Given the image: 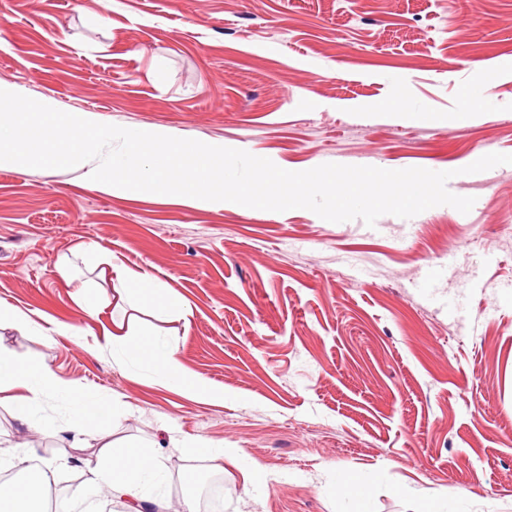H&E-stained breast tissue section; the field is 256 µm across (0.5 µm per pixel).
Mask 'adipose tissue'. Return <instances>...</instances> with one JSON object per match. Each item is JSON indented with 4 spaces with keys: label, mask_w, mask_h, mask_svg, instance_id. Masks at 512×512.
Here are the masks:
<instances>
[{
    "label": "adipose tissue",
    "mask_w": 512,
    "mask_h": 512,
    "mask_svg": "<svg viewBox=\"0 0 512 512\" xmlns=\"http://www.w3.org/2000/svg\"><path fill=\"white\" fill-rule=\"evenodd\" d=\"M119 279L120 293L130 305H148L160 314L180 308L167 288L149 275L123 273ZM101 334L113 355L178 383L188 395L204 394V387L184 373L169 344L152 338L134 341L129 324L124 320L102 327ZM19 387L25 389V396L12 397V390ZM49 394L61 395L71 403L70 421L57 426L56 431L69 435L72 443H81L83 437L109 430L117 417L109 399L62 384L45 364L18 361L8 348L0 346V407H9L22 415L33 414ZM161 477L162 463L156 452L139 447L118 450L106 444L96 454L93 466L88 467L83 485L77 486L72 495L79 498L86 488L102 487L113 499L127 501L130 512H168L169 504L165 499L145 494L146 485ZM49 486L50 478L44 470L30 480L1 482L0 512H36Z\"/></svg>",
    "instance_id": "ef3b65f1"
}]
</instances>
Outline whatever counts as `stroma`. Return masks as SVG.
<instances>
[{"label": "stroma", "mask_w": 512, "mask_h": 512, "mask_svg": "<svg viewBox=\"0 0 512 512\" xmlns=\"http://www.w3.org/2000/svg\"><path fill=\"white\" fill-rule=\"evenodd\" d=\"M0 0V85L93 121L242 149L289 171L325 163L449 171L475 197L412 218L331 223L306 209L196 208L111 196L84 169L0 167V326L18 359L98 390L123 412L108 436L162 456L175 502L195 471L223 480L210 512H512V0ZM479 109L456 119L462 95ZM117 260L183 304L155 317L116 303ZM70 263L74 278L55 269ZM90 285L99 306L83 312ZM167 342L192 398L99 345L102 326ZM75 323L81 336L60 335ZM0 410V469L15 454L81 483L93 449ZM197 439L242 457L188 462ZM265 477L250 483L252 465Z\"/></svg>", "instance_id": "obj_1"}]
</instances>
